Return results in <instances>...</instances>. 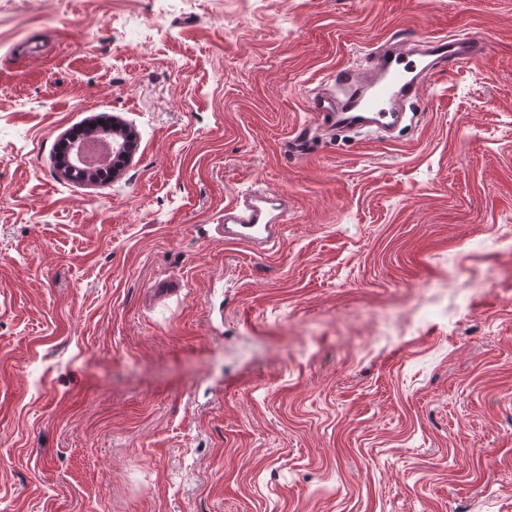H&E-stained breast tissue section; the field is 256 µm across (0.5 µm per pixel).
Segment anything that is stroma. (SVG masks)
<instances>
[{
  "instance_id": "35a3bbf8",
  "label": "stroma",
  "mask_w": 512,
  "mask_h": 512,
  "mask_svg": "<svg viewBox=\"0 0 512 512\" xmlns=\"http://www.w3.org/2000/svg\"><path fill=\"white\" fill-rule=\"evenodd\" d=\"M394 35L488 53L322 127ZM267 186L276 250L218 240ZM511 237L512 0H0V512H512ZM121 125L122 124L118 120L112 121L113 142L112 140L105 138L104 140H98L100 141L99 143H77L78 149L81 145L84 147H106V152L101 160L90 164L87 163L89 170L96 171L107 168L112 163V150L113 152L118 150L116 154L121 156H125L131 151V142L117 132Z\"/></svg>"
}]
</instances>
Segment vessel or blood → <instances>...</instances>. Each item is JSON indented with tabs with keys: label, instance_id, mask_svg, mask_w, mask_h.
Segmentation results:
<instances>
[{
	"label": "vessel or blood",
	"instance_id": "obj_1",
	"mask_svg": "<svg viewBox=\"0 0 512 512\" xmlns=\"http://www.w3.org/2000/svg\"><path fill=\"white\" fill-rule=\"evenodd\" d=\"M486 53V43L474 36L453 40L425 37L408 53L381 45L374 49L367 68L337 69L332 77L335 95L312 99L311 109L332 130L347 127L390 131L401 123L405 101L416 96L442 63L450 59L477 63ZM281 197V191L270 189L225 207L224 222L217 227L219 237L263 254L272 253L282 227L266 202Z\"/></svg>",
	"mask_w": 512,
	"mask_h": 512
}]
</instances>
